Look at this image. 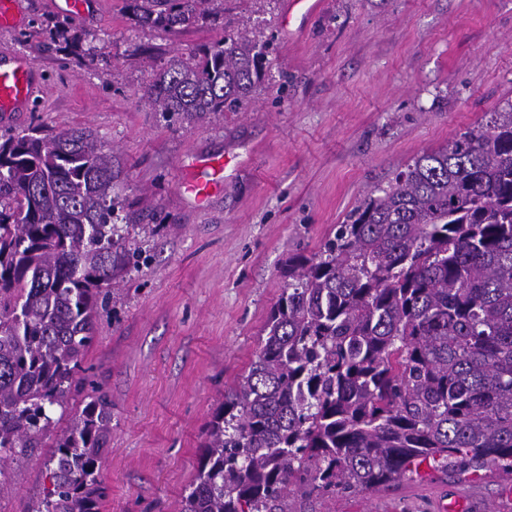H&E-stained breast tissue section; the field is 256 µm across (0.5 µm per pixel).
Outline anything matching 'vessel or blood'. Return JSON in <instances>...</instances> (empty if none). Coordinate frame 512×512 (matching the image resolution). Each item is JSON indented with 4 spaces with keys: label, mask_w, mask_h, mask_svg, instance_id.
Instances as JSON below:
<instances>
[{
    "label": "vessel or blood",
    "mask_w": 512,
    "mask_h": 512,
    "mask_svg": "<svg viewBox=\"0 0 512 512\" xmlns=\"http://www.w3.org/2000/svg\"><path fill=\"white\" fill-rule=\"evenodd\" d=\"M41 75L33 61L25 56H0V113L30 111L41 85ZM241 166L239 154L198 158L182 182L183 193L197 206L204 207L224 189L226 178Z\"/></svg>",
    "instance_id": "b4317fda"
}]
</instances>
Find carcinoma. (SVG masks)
I'll return each instance as SVG.
<instances>
[{"mask_svg":"<svg viewBox=\"0 0 512 512\" xmlns=\"http://www.w3.org/2000/svg\"><path fill=\"white\" fill-rule=\"evenodd\" d=\"M172 34L224 0H126ZM269 44L246 28L155 70L144 99L196 122L255 90ZM87 128L0 140V461L45 447L85 383L99 305L135 263ZM259 353L203 429L179 512H300L412 465L512 474V103L371 192L319 253L288 259ZM112 403L99 387L55 436L34 512H99Z\"/></svg>","mask_w":512,"mask_h":512,"instance_id":"cac0c4a2","label":"carcinoma"}]
</instances>
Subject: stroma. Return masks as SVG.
<instances>
[{
  "label": "stroma",
  "instance_id": "stroma-1",
  "mask_svg": "<svg viewBox=\"0 0 512 512\" xmlns=\"http://www.w3.org/2000/svg\"><path fill=\"white\" fill-rule=\"evenodd\" d=\"M20 0L24 23L0 54L26 55L46 86L0 135L87 128L124 166L125 247L135 267L113 282L84 365L112 401L99 512H178L205 424L246 374L289 258L312 256L372 190L512 101V0H323L291 36L284 0H224L223 21L175 35L131 24L125 0L60 13ZM269 39L263 84L234 112L183 123L143 94L177 52L220 40L225 22ZM96 38L68 55L55 25ZM241 154L245 171L206 207L180 190L198 156ZM41 448L0 470V512H33L50 486ZM461 496L512 512V476L423 466L373 492L303 502L302 512H436Z\"/></svg>",
  "mask_w": 512,
  "mask_h": 512
}]
</instances>
